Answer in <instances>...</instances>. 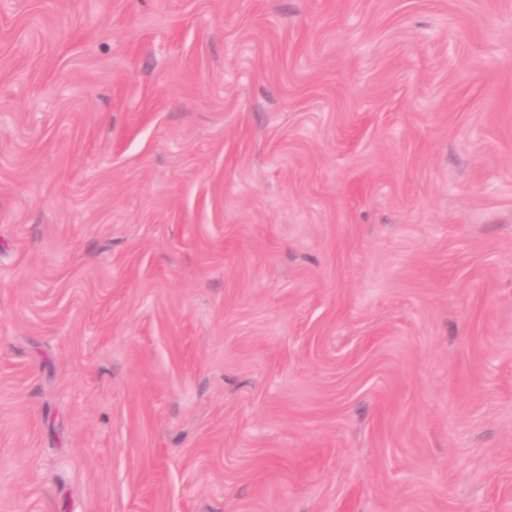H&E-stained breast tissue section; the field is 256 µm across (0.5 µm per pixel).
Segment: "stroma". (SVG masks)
<instances>
[{
    "instance_id": "stroma-1",
    "label": "stroma",
    "mask_w": 512,
    "mask_h": 512,
    "mask_svg": "<svg viewBox=\"0 0 512 512\" xmlns=\"http://www.w3.org/2000/svg\"><path fill=\"white\" fill-rule=\"evenodd\" d=\"M0 512H512V0H0Z\"/></svg>"
}]
</instances>
